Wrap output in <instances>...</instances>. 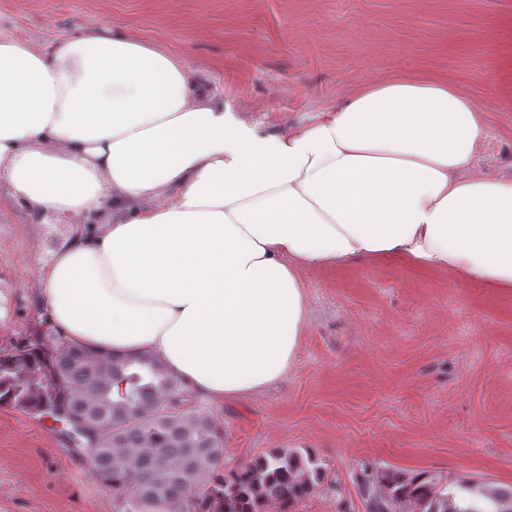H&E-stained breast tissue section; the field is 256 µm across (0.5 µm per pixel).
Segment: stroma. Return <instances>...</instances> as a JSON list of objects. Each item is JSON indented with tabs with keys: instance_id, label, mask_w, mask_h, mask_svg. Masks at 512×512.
Wrapping results in <instances>:
<instances>
[{
	"instance_id": "1",
	"label": "stroma",
	"mask_w": 512,
	"mask_h": 512,
	"mask_svg": "<svg viewBox=\"0 0 512 512\" xmlns=\"http://www.w3.org/2000/svg\"><path fill=\"white\" fill-rule=\"evenodd\" d=\"M95 26L179 55L262 132L311 120L360 83L439 78L482 108L477 165L512 176V0H0V30L42 46ZM70 224L0 206V350L45 331L34 286ZM309 317L288 373L215 404L224 461L315 454L298 512H365L362 461L512 485V288L400 258L304 272ZM61 423L0 407V512H114Z\"/></svg>"
}]
</instances>
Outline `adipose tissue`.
Returning <instances> with one entry per match:
<instances>
[{
    "mask_svg": "<svg viewBox=\"0 0 512 512\" xmlns=\"http://www.w3.org/2000/svg\"><path fill=\"white\" fill-rule=\"evenodd\" d=\"M486 136L443 81L364 84L263 134L136 37L0 32V200L80 227L37 279L52 326L151 352L214 403L287 374L304 271L396 257L512 288V178L476 167Z\"/></svg>",
    "mask_w": 512,
    "mask_h": 512,
    "instance_id": "1",
    "label": "adipose tissue"
}]
</instances>
